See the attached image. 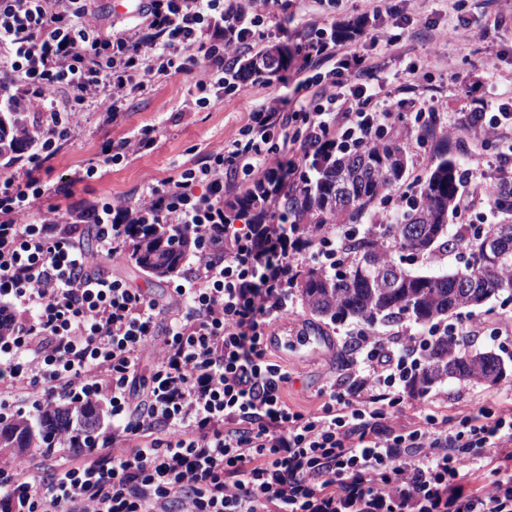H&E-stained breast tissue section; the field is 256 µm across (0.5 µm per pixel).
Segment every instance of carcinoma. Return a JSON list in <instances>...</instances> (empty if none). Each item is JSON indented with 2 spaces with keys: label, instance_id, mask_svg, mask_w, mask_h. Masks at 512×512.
<instances>
[{
  "label": "carcinoma",
  "instance_id": "1",
  "mask_svg": "<svg viewBox=\"0 0 512 512\" xmlns=\"http://www.w3.org/2000/svg\"><path fill=\"white\" fill-rule=\"evenodd\" d=\"M280 52L269 47L255 57L238 61L244 77L269 76L260 60ZM30 140L16 119L0 114V158L23 149ZM270 221H290L296 228L328 224H359L376 203L400 187L408 176L407 155L397 142L367 145L332 159L326 167L309 164ZM458 160L446 145L438 148L429 170L416 185L397 223L380 224L358 235L350 233L343 250L353 257L347 265L328 272L309 267L300 274V294L309 312L332 321L354 319L368 326L409 317L431 323L465 307H478L491 296L512 290V224H489L472 236L448 235V212L454 211L459 187ZM194 248L184 238L169 243L165 231L133 242L131 259L158 278L176 273ZM429 257L439 251L461 250L463 265L450 274H426L394 266L393 251ZM505 370L493 352L472 351L465 345L439 340L429 350V361L417 379L426 390L448 378L497 381ZM101 421L97 408L74 411L56 405L41 409L31 420L0 424L1 448H50L57 438L76 429L93 430Z\"/></svg>",
  "mask_w": 512,
  "mask_h": 512
}]
</instances>
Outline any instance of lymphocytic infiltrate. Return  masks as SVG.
<instances>
[{
    "label": "lymphocytic infiltrate",
    "mask_w": 512,
    "mask_h": 512,
    "mask_svg": "<svg viewBox=\"0 0 512 512\" xmlns=\"http://www.w3.org/2000/svg\"><path fill=\"white\" fill-rule=\"evenodd\" d=\"M141 2L130 22L104 29L91 20L92 0H0V107L42 115L25 162L0 171V421L16 397L36 410L99 403L111 419L108 432L63 437L47 478L32 476L25 456L0 467V512H512V409L451 417L428 393L406 396L425 348L462 335V320L405 324L392 337L354 326L344 337L348 387H327L314 413L288 405L290 377L269 356L267 330L293 309L304 262L335 268L338 235L256 223L236 199L257 185L271 210L299 163L395 133L424 142L436 108L385 93L373 52L410 29L465 44L476 37L471 23L443 24L418 0H394L349 40L322 23L325 0H312L294 109L261 103L236 137L177 178L146 177L137 206L103 197L64 217L38 213L53 189L98 174L91 166L53 188L37 176L80 112L95 103L124 111L171 74L192 83L190 110L241 91L224 38L252 49L280 4L248 0L228 32L233 0ZM409 110L415 123L400 128ZM451 132L474 157L494 152L489 165L465 169L458 211H494L512 195V88L496 111L459 117ZM84 224L95 225L104 258L150 224L193 239L173 308L91 274L77 241ZM155 340L159 352L141 370Z\"/></svg>",
    "instance_id": "lymphocytic-infiltrate-1"
}]
</instances>
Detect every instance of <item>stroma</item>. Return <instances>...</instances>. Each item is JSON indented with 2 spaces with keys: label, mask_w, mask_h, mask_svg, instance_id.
<instances>
[{
  "label": "stroma",
  "mask_w": 512,
  "mask_h": 512,
  "mask_svg": "<svg viewBox=\"0 0 512 512\" xmlns=\"http://www.w3.org/2000/svg\"><path fill=\"white\" fill-rule=\"evenodd\" d=\"M307 0H288V8L278 11L275 27L259 37L257 47L274 41L286 49L288 67L279 77L250 78L243 90L233 95L211 98L206 108L182 112L181 107L192 86L184 75L173 74L153 82L145 94L129 104L128 111L118 113L114 120H106L104 113L89 107L72 139L64 143L52 168L41 170L40 177L49 183L59 182L61 176L90 165H102L101 178L77 184L71 194H57L43 198L39 209L62 214L82 200L101 197H123L138 202L140 186L145 177L163 181L177 174L207 151L223 144L243 126L250 112L270 97L294 100L293 93L297 66L301 62L298 48L302 43L300 22L307 11ZM461 14L480 29L481 36L469 44L431 42L425 33L409 32L406 37V55L392 52L377 58L376 63L388 90L399 86L413 88L414 98L437 106L442 124L436 130V139L447 137L448 126L461 112L496 109L498 96L504 87L512 84V21L495 27L481 17L477 0H462ZM431 62L428 81L414 83L404 72L409 60ZM154 124L159 128L157 140L151 149H139L121 162L103 166L101 146L130 132L138 126ZM91 268L105 275H117L132 287L143 289L160 306L170 301L171 282L157 279L131 261L128 248H120L111 259L97 253L89 255ZM512 314V292H501L484 305L463 310L466 323L478 326L475 336L469 337L467 346L472 350L492 351L506 359V372L497 383L459 381L448 379L435 385L445 414L455 417L476 411L493 402L512 401V339L505 341L494 334L491 313ZM288 322L297 330L324 337L332 348L331 357L300 361H285L291 381L288 385V403L298 410L315 409L319 395L329 384L345 387L344 334L351 321L332 322L313 316L304 303H297L288 314Z\"/></svg>",
  "instance_id": "35a3bbf8"
}]
</instances>
